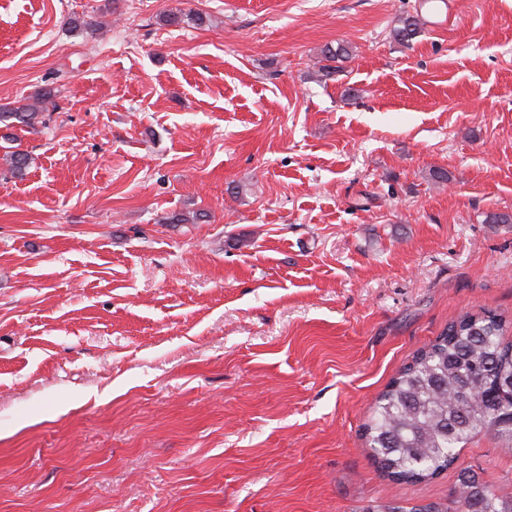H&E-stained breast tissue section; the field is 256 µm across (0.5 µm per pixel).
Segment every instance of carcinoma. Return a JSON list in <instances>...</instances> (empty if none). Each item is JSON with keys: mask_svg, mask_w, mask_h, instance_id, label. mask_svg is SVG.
<instances>
[{"mask_svg": "<svg viewBox=\"0 0 512 512\" xmlns=\"http://www.w3.org/2000/svg\"><path fill=\"white\" fill-rule=\"evenodd\" d=\"M168 26L204 24L191 11L166 14ZM421 30L419 16L408 15L391 30L394 40L412 41ZM344 45L327 48L317 61L327 77L333 63L349 57ZM54 91L43 89L26 102L0 106V122L23 127L44 123ZM505 322L490 310L466 311L452 320L429 346L418 350L378 397L367 425L372 456L381 471L399 483L430 479L454 465L458 449L481 430L512 444V405L494 392L495 379L512 373V344L503 342ZM461 512H512V497L474 473L461 475L455 488Z\"/></svg>", "mask_w": 512, "mask_h": 512, "instance_id": "cac0c4a2", "label": "carcinoma"}]
</instances>
